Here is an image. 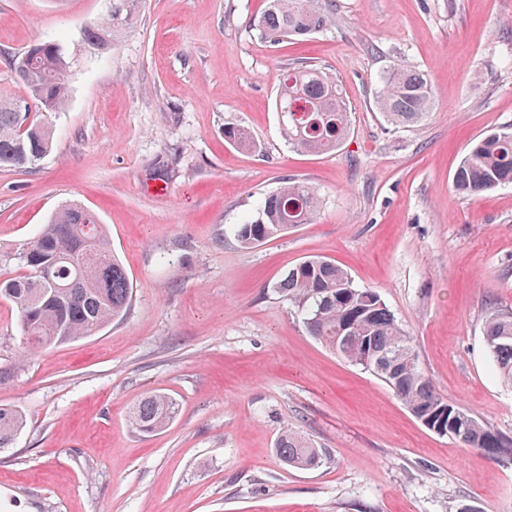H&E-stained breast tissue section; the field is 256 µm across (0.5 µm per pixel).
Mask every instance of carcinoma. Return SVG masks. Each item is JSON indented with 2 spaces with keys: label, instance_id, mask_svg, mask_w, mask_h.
<instances>
[{
  "label": "carcinoma",
  "instance_id": "cac0c4a2",
  "mask_svg": "<svg viewBox=\"0 0 512 512\" xmlns=\"http://www.w3.org/2000/svg\"><path fill=\"white\" fill-rule=\"evenodd\" d=\"M108 18L87 31L94 49L112 46L113 33L132 19V2L119 0ZM333 0H266L264 11L250 27L270 42L305 37L332 24ZM67 62L55 42H36L23 52L13 75L23 88L18 97L0 94V166L28 168L51 147L48 128L24 121L14 104L33 101L39 111L58 112L68 101ZM281 133L288 146L304 153L339 148L349 134V108L339 80L324 69L305 65L282 79L277 95ZM434 105L431 81L421 71L395 69L382 80L376 107L395 126L426 119ZM230 144H256L239 126L224 124ZM512 183V132H493L476 141L453 176L456 192L474 196ZM317 190L288 181L266 196L258 217L237 224L234 235L253 247L309 223L318 212ZM0 263L27 271L0 278V298L18 309L28 343L39 348L89 337L120 319L131 299L128 274L112 254L110 241L97 216L78 204L60 208L37 237L13 253H0ZM297 309L309 335L324 342L338 357L361 367L386 383L411 414H431L448 425V435L483 451L494 460H512V437L475 414L441 397L418 367L411 337L399 325L379 294L357 287L336 263L308 258L269 284ZM482 335L487 354L501 381L512 386V308L496 309L486 317ZM176 415V403L150 393L129 416L132 427L153 433ZM24 427L22 415L0 408V448L8 447ZM276 453L289 467L313 469L321 449L299 432L285 427Z\"/></svg>",
  "mask_w": 512,
  "mask_h": 512
}]
</instances>
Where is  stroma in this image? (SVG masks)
<instances>
[{"mask_svg":"<svg viewBox=\"0 0 512 512\" xmlns=\"http://www.w3.org/2000/svg\"><path fill=\"white\" fill-rule=\"evenodd\" d=\"M334 3L327 30L274 46L250 26L264 0H139L100 53L85 32L113 0H0V92L18 93L5 59L33 43L70 62L67 106L36 116L51 149L0 167V251L76 202L132 284L120 321L32 354L0 299V407L27 421L0 449V512H512V464L425 427L269 287L332 260L378 292L448 402L512 436V387L482 335L512 306V184L453 189L471 144L512 129V0ZM308 64L350 111L345 143L320 155L288 146L275 105ZM399 67L426 71L435 98L397 128L375 101ZM228 122L255 148L228 144ZM289 179L319 191L313 221L242 246L234 225ZM150 393L179 410L142 434L128 416ZM285 426L322 449L319 467L279 461Z\"/></svg>","mask_w":512,"mask_h":512,"instance_id":"35a3bbf8","label":"stroma"}]
</instances>
